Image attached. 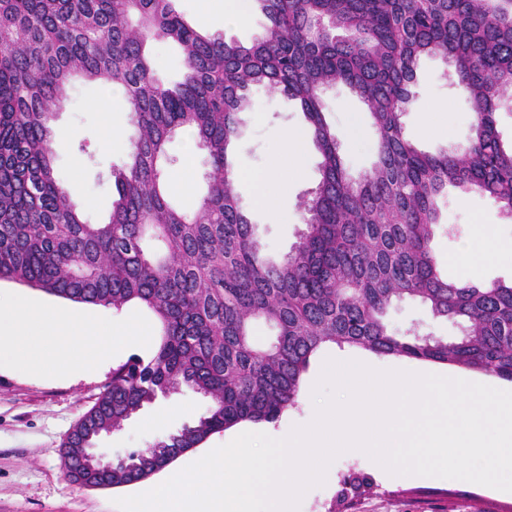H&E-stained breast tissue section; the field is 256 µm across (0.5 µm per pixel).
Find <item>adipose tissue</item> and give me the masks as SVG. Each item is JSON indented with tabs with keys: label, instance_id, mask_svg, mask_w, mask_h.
Here are the masks:
<instances>
[{
	"label": "adipose tissue",
	"instance_id": "1",
	"mask_svg": "<svg viewBox=\"0 0 512 512\" xmlns=\"http://www.w3.org/2000/svg\"><path fill=\"white\" fill-rule=\"evenodd\" d=\"M303 163L301 134L285 131L278 158L256 181L261 186L275 182L280 191H287L289 171ZM93 337L101 349L108 351L115 346L145 343L150 334L146 325L135 320L115 324L101 317L65 314L25 302L0 306V357L23 364L28 370L86 369V362L75 360L74 353Z\"/></svg>",
	"mask_w": 512,
	"mask_h": 512
}]
</instances>
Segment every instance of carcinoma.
<instances>
[{"instance_id": "cac0c4a2", "label": "carcinoma", "mask_w": 512, "mask_h": 512, "mask_svg": "<svg viewBox=\"0 0 512 512\" xmlns=\"http://www.w3.org/2000/svg\"><path fill=\"white\" fill-rule=\"evenodd\" d=\"M179 0H0V279L78 303L147 308L159 342L133 355L80 417L102 434L160 396L188 387L210 398L195 422L129 453L108 485L135 484L241 422H273L296 404L325 344L457 365L512 381V283L448 279L431 242L453 187L485 194L512 218V146L495 114L512 104V0H253L267 19L245 45L193 26ZM181 53L175 79L150 52ZM439 56L471 102L472 136L430 154L401 117L422 58ZM122 87L131 147L108 178L106 221L85 218L61 186L51 122L73 81ZM345 85L378 134L358 178L326 119V93ZM300 102L320 181L304 201L305 229L288 254H265L239 203L232 156L249 92ZM190 131L211 171L194 209L172 197L168 143ZM416 301L462 325L458 336L394 330L388 310ZM272 330L258 344L252 326ZM83 448L63 444L80 475ZM336 505L371 491L344 478Z\"/></svg>"}]
</instances>
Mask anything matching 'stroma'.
Instances as JSON below:
<instances>
[{
	"label": "stroma",
	"mask_w": 512,
	"mask_h": 512,
	"mask_svg": "<svg viewBox=\"0 0 512 512\" xmlns=\"http://www.w3.org/2000/svg\"><path fill=\"white\" fill-rule=\"evenodd\" d=\"M225 0H180L178 7L198 28L225 32L242 43L259 36L267 20L258 10H250L239 25H225ZM446 63L438 57L420 62L413 88L415 100L403 116L406 138L419 149L435 153L465 144L471 133L472 107L464 94L449 87ZM252 110L242 113L236 138V190L267 254H287L303 228L300 199L319 182V156L305 145V165L288 178V194L277 211L257 203L260 190L253 176L272 165L282 133L303 129L299 105L281 95L270 96L260 87L252 88ZM327 119L341 143V152L352 176H359L375 160L377 133L365 107L344 85L326 94ZM65 130L67 141L59 148L55 166L63 187L85 216L103 221L111 210L115 190L110 181L99 180L100 171L122 165L128 154L126 133L130 128L129 105L124 93L85 81L76 82L70 99L52 122ZM115 130L111 146H104L107 130ZM86 152H78V144ZM175 163L171 178L180 203L195 206L202 198L209 170L203 150H190L185 136H177L168 146ZM192 158L190 171H183L185 158ZM442 218L436 229L433 251L449 279L491 284L512 280V255L487 259L482 251L483 235L512 242V219L505 217L486 196L471 192L449 193L440 202ZM470 248L472 263L466 268L451 259ZM392 327L417 323L437 336H456L459 325L433 317L412 301L393 305L388 315ZM131 355L125 348L113 349L109 359L87 373H70L55 368L30 372L11 362L0 363V512H118L115 499L134 495L135 486L89 488L74 482L66 473L62 444L67 434L94 403L112 379L113 370ZM337 360H363L379 370L416 369L443 373L492 387L500 378L459 366L423 362L400 356H382L349 346L328 344L312 357L302 377L296 404L272 423L244 422L211 435L206 447L221 446L224 439L244 432L274 436L308 424L315 414L312 388L326 356ZM208 398L190 390L158 398L127 420L122 429L104 436L98 443L100 454L113 457L146 448L154 439L179 429L201 416ZM360 472L371 478L368 494L349 500L346 512H512V494L456 479L393 476L380 472L363 453H343L326 471L323 485L304 494L299 512H336V496L343 480Z\"/></svg>",
	"instance_id": "35a3bbf8"
}]
</instances>
